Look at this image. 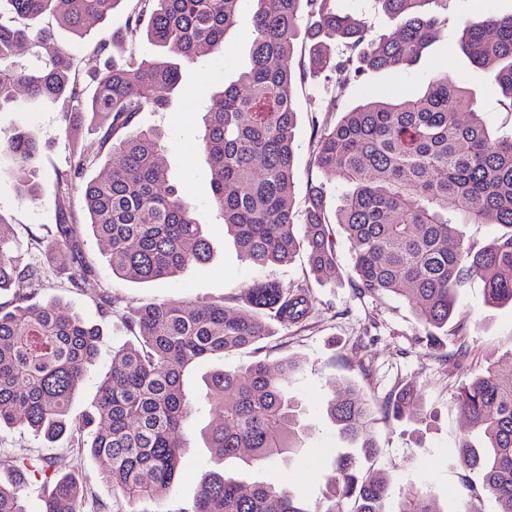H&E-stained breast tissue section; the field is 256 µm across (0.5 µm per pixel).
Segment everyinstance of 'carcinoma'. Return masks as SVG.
Segmentation results:
<instances>
[{"label":"carcinoma","instance_id":"obj_1","mask_svg":"<svg viewBox=\"0 0 512 512\" xmlns=\"http://www.w3.org/2000/svg\"><path fill=\"white\" fill-rule=\"evenodd\" d=\"M121 2L0 0V112L26 110L17 96L23 87L29 104L51 101L104 130L110 174L84 186L88 224L112 273L147 283L206 262L211 247L194 207L169 183L163 137L136 128L135 120L146 109L168 106L183 65L223 52L242 0H135L123 31L93 45L102 65L82 75L80 61L58 44L54 26L83 39L89 19H105ZM257 2L250 67L210 98L204 132L196 138L208 165L211 206L242 257L262 269L291 261L303 247L315 279L334 281L341 274L339 228L351 246L352 288L404 299L423 327L418 342L431 349L448 335L458 291L467 282H482L487 303L512 305V137L493 136L476 100L446 73L430 77L417 98L367 102L333 127L313 120L321 127L311 144L313 166L347 192L333 211L326 184L310 186L304 237L296 235L297 111L286 63L296 41L312 42L311 74H339L331 89L339 104L350 81L365 72L416 65L447 25L453 0H376L398 25L396 36L371 35L363 21L337 11L336 0ZM304 15L311 23L303 28ZM45 18L49 23L32 26ZM141 36L161 55L141 58ZM332 40L342 46L336 57L327 48ZM117 41L129 44L119 60L112 54ZM22 46L26 60L18 55ZM460 47L477 66L495 63V82L512 112V15L465 23ZM2 163L27 174L17 185L20 196H38L39 145L30 132L18 128L0 138ZM90 165L74 153L55 170L59 200H67ZM60 211L45 255L64 262L69 284L82 290L94 269L73 227L76 216ZM460 224H496L501 232L478 246L464 239ZM43 277L44 266L26 260L0 227V291L18 285L11 301L0 303V425L25 426L48 440L68 436L104 462L102 481L128 503L155 499L181 477L195 409L186 375L206 359L270 337L268 320L301 324L312 309L308 286L284 288L269 280L243 289L235 308L170 301L133 307L123 317L133 341L115 352L93 410L74 416L71 400L94 363L103 328L58 300L37 299ZM298 369L296 360L285 358L212 371L205 378L206 399L219 406L222 420L201 433L205 446L222 460L247 448L259 465L293 454L300 405L282 380ZM457 401L466 422L458 460L482 476V492L497 512H512V382L491 365L460 386ZM383 410L417 425L434 420L414 385L389 396ZM326 412L360 453L372 454L367 430L373 406L354 384L339 385ZM18 469L52 484L44 492L45 512H80L83 486L64 457H25ZM326 486V512H384L391 491L387 477L360 471L352 455L326 475ZM22 490L16 482L0 485V512H27ZM193 512L307 510L286 488L220 470L205 473ZM397 512L436 510L415 489L400 495Z\"/></svg>","mask_w":512,"mask_h":512}]
</instances>
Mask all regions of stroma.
I'll list each match as a JSON object with an SVG mask.
<instances>
[{
	"label": "stroma",
	"mask_w": 512,
	"mask_h": 512,
	"mask_svg": "<svg viewBox=\"0 0 512 512\" xmlns=\"http://www.w3.org/2000/svg\"><path fill=\"white\" fill-rule=\"evenodd\" d=\"M128 9L127 0H122L109 17L90 22L82 41H73L61 28L56 31L57 39L81 59L83 69H91L96 64L92 44L123 29ZM256 9L255 0H244L239 21L227 32L220 57L183 67L180 86L167 111H145L137 118L139 127L156 128L164 135L170 181L184 188L211 243L208 263L188 266L172 278L133 282L113 275L102 246L85 223L77 224L76 231L96 276L84 290L71 288L66 271L46 263L44 246L56 231L59 215L56 169L64 166L75 152L91 160L87 178L105 177L109 170L100 133L80 126L76 115L60 111L53 103L42 104L31 112H0V134L22 127L31 131L41 144L38 197L26 199L18 195L16 186L24 177L23 171L1 170L0 216L5 218L8 234L25 256L46 264L40 297L60 298L85 320L104 325L98 356L74 398L73 413L91 407L100 377L112 367L114 351L129 340L121 320L129 308L161 300L194 305L227 302L238 297L254 280L267 279L286 288L308 285L312 298L309 319L298 325L276 326L262 350H233L196 367L188 386L199 403L188 425L190 441L183 474L161 500L129 504L116 499L111 487L101 480L100 464L70 438L50 443L18 427L0 428V484L13 481L22 456H63L78 472L86 489L82 512H192L201 475L222 469L242 479L262 480L290 489L302 499L308 512H324L327 469L348 451L326 416V397L338 383L348 380L378 407L397 388L412 383L422 390L425 410L435 413L434 423L418 429L406 421L377 419L369 429L375 452L369 458L357 456V467L364 472L388 473L395 491L414 487L426 491L439 512H495L491 499L475 496L473 492L474 486L481 483L480 477L472 476L467 482L462 479L463 470L454 450L464 434V420L456 395L462 383L482 373L491 362L500 377L512 380V306L486 305L480 283L464 286L458 300L459 328L449 329L443 348H426L416 341L422 331L419 321L399 297L386 293L358 294L345 278L317 283L302 253L286 264L263 269L251 266L242 259L210 205L208 166L204 156L196 151L194 139L204 130L203 115L210 97L223 84L235 82L250 65L252 16ZM492 12L511 14L512 0H456L447 29L438 34L418 65L406 71L369 72L351 84L346 108L369 99L419 95L432 75L445 72L475 96L495 136H512V112L502 104V93L492 83L491 68L474 66L459 48L464 22L482 20ZM308 49V43L298 41L289 61L297 76L292 95L298 112L294 152L295 200L299 203L303 202L311 179L317 176L310 152L312 121L319 118L334 124L341 117L332 108L327 80L301 74L308 62ZM99 292L108 295L111 316H102L94 299ZM461 347L468 350L466 368L462 371L451 360ZM286 357L296 358L301 364L299 373L288 380V390L302 409L303 430L297 454L293 459L282 458L261 467L236 458L218 460L200 439L201 429L219 417L218 411L204 399L206 374L217 368L233 370L261 358L274 363Z\"/></svg>",
	"instance_id": "35a3bbf8"
}]
</instances>
